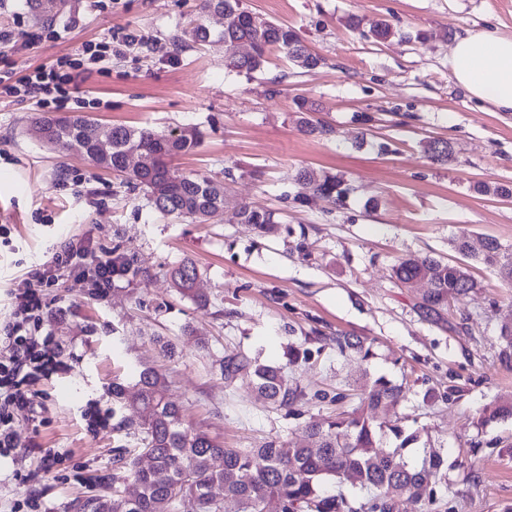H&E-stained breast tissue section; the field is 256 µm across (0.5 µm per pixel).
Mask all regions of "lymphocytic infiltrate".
<instances>
[{"label": "lymphocytic infiltrate", "instance_id": "1", "mask_svg": "<svg viewBox=\"0 0 512 512\" xmlns=\"http://www.w3.org/2000/svg\"><path fill=\"white\" fill-rule=\"evenodd\" d=\"M82 76L80 63L63 57L51 67H38L19 84H5L0 91L23 93L37 98L77 89ZM87 270L91 273L92 294L106 299L121 269L111 258L93 254L83 242L71 240L54 248L49 258L33 265L27 286L11 296V315L0 324V459L13 457L18 448V412L36 417L43 403L32 385L39 377L68 369V349L53 334L56 315L50 296L62 272Z\"/></svg>", "mask_w": 512, "mask_h": 512}]
</instances>
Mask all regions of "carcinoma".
Returning a JSON list of instances; mask_svg holds the SVG:
<instances>
[{
    "instance_id": "cac0c4a2",
    "label": "carcinoma",
    "mask_w": 512,
    "mask_h": 512,
    "mask_svg": "<svg viewBox=\"0 0 512 512\" xmlns=\"http://www.w3.org/2000/svg\"><path fill=\"white\" fill-rule=\"evenodd\" d=\"M68 0H25L36 22L48 24L64 11ZM229 14L232 21L221 29L206 23L211 14ZM252 45L247 56L230 55L224 64L247 74L264 68L273 48L283 49L296 66L312 70L321 59L310 52L289 27L240 7V0H199L196 19L178 41L186 46L212 41ZM301 130L326 136L333 132L320 119L304 117ZM32 125L42 133L40 142L51 150L73 152L95 166L121 177V182L144 192L148 204L163 217L189 219L207 224L224 209V183L199 173H181L171 166L173 159L195 151L202 142L194 127L167 133L151 128L132 129L110 125L84 115L60 117L46 113ZM155 154V167L130 168L132 152ZM431 160L446 165L453 160V149L446 140L431 141ZM300 200L321 197L337 203L346 194L343 180L335 175L305 167L296 175ZM481 195L512 199V184L481 182L475 187ZM243 224L260 233L277 229L274 213L259 211L246 203L238 204ZM474 249L471 240L461 238L454 249L492 269L500 279L512 284V247L493 237L479 238ZM112 261L126 274L138 273L137 260L116 250ZM396 279L410 286L428 279L429 289L420 307L429 316H440L448 302L458 300L478 287L475 278L461 262L445 261L430 255H410L394 266ZM176 290L199 305L208 302L196 292L199 271L189 259L170 271ZM332 343L340 354L356 352L366 359L371 348L359 338L337 335ZM311 356L309 349H293L288 366L262 363L246 355L224 357V380L251 386L271 408L299 418L308 394L294 377L295 367ZM406 394L405 383L384 377L366 381L350 409L334 420L310 421L304 426V439L294 444L271 441L260 448H226L209 433L185 423L181 408L167 396L164 375L154 367L138 371L128 387L112 383L113 404L135 405L143 410L139 420L123 418L113 428L125 432L133 447L113 449L112 482H101L96 491L76 499L72 512H180L181 505L193 503L196 512H394L395 498L433 505L437 501L436 478L442 456L422 448V461L404 459L407 448L421 441V432L407 431L391 424L389 415ZM512 418V397L484 406L480 422ZM135 485L127 494L126 481ZM348 481L367 491L359 502L343 493L334 494L328 486Z\"/></svg>"
}]
</instances>
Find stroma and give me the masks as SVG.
Here are the masks:
<instances>
[{
    "label": "stroma",
    "instance_id": "1",
    "mask_svg": "<svg viewBox=\"0 0 512 512\" xmlns=\"http://www.w3.org/2000/svg\"><path fill=\"white\" fill-rule=\"evenodd\" d=\"M197 0H69L46 25L38 47L25 34L35 23L25 0H0V75L19 81L64 55L85 60L84 45H106L80 88L61 104L0 94V323L10 293L29 266L74 238L99 256L135 255L140 275L106 299L94 298L86 275L65 272L53 294L62 309L53 331L73 353L71 369L37 380L45 410L20 417L14 464L0 467V512L26 493L46 512H70L74 498L112 478L113 427L90 433L89 402L112 406V383L153 366L187 423L228 448L269 440L294 442L307 421L333 418L345 404L312 401L301 418L268 408L251 388L227 384L224 356L240 351L282 363L289 347L343 332L373 355H340L334 345L295 372L307 392H355L364 378L407 383L395 425L423 430L444 458L437 502L400 497L395 512H512V418L480 424L479 411L512 395V360L504 361L501 327L512 324V286L478 262L479 286L441 317L420 307L392 268L408 255L458 260L453 240L490 236L512 246V200L475 192L479 182H512V117L470 99L448 67L456 34L492 25L512 34V0H240L242 9L292 28L321 64L301 72L271 51L263 71L224 66L219 43L180 47ZM389 21L377 41L364 29ZM135 33L138 44L115 48ZM317 110L333 134L302 133L300 103ZM90 115L105 124L166 131L194 125L195 153L175 159L180 171L224 183L227 202L208 224L163 217L143 192L76 155L53 152L30 133L33 118ZM433 139L448 140L452 163L433 164ZM342 177V203H302L299 168ZM274 211L278 232L259 235L241 223L237 202ZM200 271V306L175 292L170 271L184 259ZM177 343L162 357L154 342ZM62 456L43 474L46 449Z\"/></svg>",
    "mask_w": 512,
    "mask_h": 512
}]
</instances>
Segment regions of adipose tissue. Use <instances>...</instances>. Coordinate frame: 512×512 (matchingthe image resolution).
<instances>
[{
  "instance_id": "obj_1",
  "label": "adipose tissue",
  "mask_w": 512,
  "mask_h": 512,
  "mask_svg": "<svg viewBox=\"0 0 512 512\" xmlns=\"http://www.w3.org/2000/svg\"><path fill=\"white\" fill-rule=\"evenodd\" d=\"M448 66L469 97L512 115V34L495 27L459 33Z\"/></svg>"
}]
</instances>
